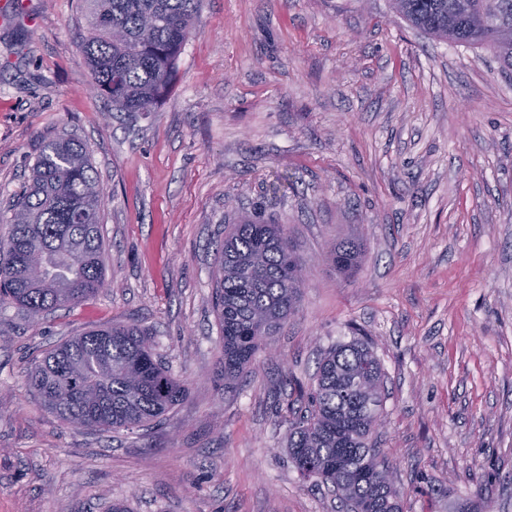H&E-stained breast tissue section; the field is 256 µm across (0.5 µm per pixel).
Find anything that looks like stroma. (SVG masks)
Instances as JSON below:
<instances>
[{"label": "stroma", "instance_id": "1", "mask_svg": "<svg viewBox=\"0 0 512 512\" xmlns=\"http://www.w3.org/2000/svg\"><path fill=\"white\" fill-rule=\"evenodd\" d=\"M80 0H0V208L40 141L86 143L105 285L31 318L0 308V512H337L288 458L292 388L370 340L381 451L403 512H512V75L412 28L390 0H202L152 112L92 90ZM286 225L306 288L237 390L217 375L213 270L244 214ZM360 239L336 274L332 243ZM138 322L187 390L161 424H62L34 360Z\"/></svg>", "mask_w": 512, "mask_h": 512}]
</instances>
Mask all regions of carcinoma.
Returning <instances> with one entry per match:
<instances>
[{"label":"carcinoma","instance_id":"obj_1","mask_svg":"<svg viewBox=\"0 0 512 512\" xmlns=\"http://www.w3.org/2000/svg\"><path fill=\"white\" fill-rule=\"evenodd\" d=\"M201 0H85L82 50L97 93L116 112H152L176 79ZM412 26L439 39L489 46L512 72V0H391ZM99 184L86 144L58 136L39 146L21 194L0 214V304L39 316L94 298L103 287ZM361 246L343 240L330 261L351 273ZM215 308L223 334L219 376L236 386L295 313L304 281L283 224L251 216L230 225L218 251ZM138 323L92 329L34 362L29 388L63 424L104 432L140 430L173 412L187 389L145 346ZM386 376L367 344L325 352L315 387L293 390L289 457L300 477L331 490L347 512H400L377 448Z\"/></svg>","mask_w":512,"mask_h":512}]
</instances>
